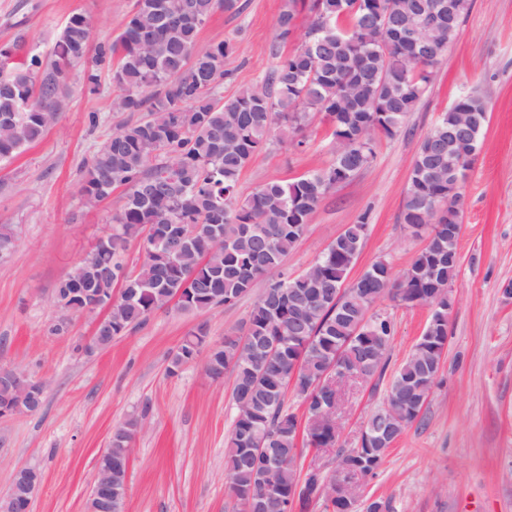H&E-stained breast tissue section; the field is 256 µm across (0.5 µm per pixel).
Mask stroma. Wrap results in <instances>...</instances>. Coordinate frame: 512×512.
<instances>
[{
  "mask_svg": "<svg viewBox=\"0 0 512 512\" xmlns=\"http://www.w3.org/2000/svg\"><path fill=\"white\" fill-rule=\"evenodd\" d=\"M240 14L216 11L200 44L232 41L222 91L232 96L259 83L274 64L276 21L285 0H240ZM132 0H0V47L23 36L17 58L52 60L69 16L91 23L87 55L71 61L58 119L43 139L0 163V225L15 230V247L0 260V367H18L48 383L41 409L0 418V496L16 468L42 476L32 512H86L97 460L113 430L140 416L131 447L123 512H234L227 492L224 448L235 415L230 380L210 379L202 361L169 373L186 334L205 325L211 341L239 331L256 300L184 313L156 310L141 327L109 347L86 350L98 319L75 313L70 330L51 334L59 316L53 289L112 231L122 190L96 207L80 193V169L106 136L128 120L112 107L114 89L101 68L97 89L86 75L99 46L121 32ZM489 103V120L463 187L449 316V345L441 379L422 418L387 452L376 474L364 477L366 496L388 498L394 512H512V0H472L458 35L444 53L416 112L394 137H380L375 158L337 186L311 214L307 230L282 264L304 272L361 214L370 229L351 269L358 278L384 258L404 269L421 248L398 221L411 165L423 135L462 93ZM304 147L273 142L243 170L247 197L269 182H289L329 166L330 128L314 115ZM374 313L394 326L390 369H397L421 335L428 307L385 299ZM385 385L343 390L340 442L356 446L366 419L382 403Z\"/></svg>",
  "mask_w": 512,
  "mask_h": 512,
  "instance_id": "obj_1",
  "label": "stroma"
}]
</instances>
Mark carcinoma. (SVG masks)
Returning a JSON list of instances; mask_svg holds the SVG:
<instances>
[{"label":"carcinoma","mask_w":512,"mask_h":512,"mask_svg":"<svg viewBox=\"0 0 512 512\" xmlns=\"http://www.w3.org/2000/svg\"><path fill=\"white\" fill-rule=\"evenodd\" d=\"M312 0L307 41L291 53L276 49V64L256 85L226 98L219 92L235 52L229 40L205 46L200 31L216 9L236 13L238 0H134L122 31L101 46L95 66L110 65L113 105L132 119L109 134L81 169L86 204L124 189L112 216V233L54 288L55 304L81 311L85 302L72 289L88 285L103 299L120 286L112 318L99 326L97 343L107 346L149 315L176 301L186 312H204L258 291L239 334L224 342L206 364L214 381L229 377L233 399H246L235 413L224 451L229 495L236 506L251 501L252 512H392L389 499H325L324 477L300 474L298 438L305 446L337 449L339 481L373 474L385 450L415 423L439 375L448 345V300L442 289L460 266L461 230L448 233L446 214L463 206V193L450 188L448 131L463 108L488 122L483 97L463 93L422 137L414 156L400 223L425 245L396 274L376 261L347 282L368 232V214L347 225L305 272L281 271L284 257L304 234L310 215L326 194L366 169L377 139L395 136L414 112L444 51L457 34L470 0H457V15L439 31V47L414 50L405 44L411 29L442 18L447 0ZM297 0H287L277 19V37L296 31ZM389 14L393 33L377 42V10ZM90 28L74 14L63 27L55 60L32 55L12 62L0 49V162L40 140L57 118L65 85L64 65L88 52ZM332 128L333 163L291 182H269L247 197L239 178L255 155L273 140L298 139L311 115ZM177 235L178 264L170 267L168 236ZM145 258L128 273L124 256L133 241ZM389 297L407 307H430L431 315L409 355L392 375L383 405L367 419L361 444L339 446V427L327 416L326 370L353 369L367 382L386 372L393 338L391 322L372 316L373 304ZM211 347L200 324L171 359L173 374ZM27 380L0 368V403L14 400ZM304 406L305 426L286 403L288 392ZM139 418L112 432V447H131Z\"/></svg>","instance_id":"1"}]
</instances>
